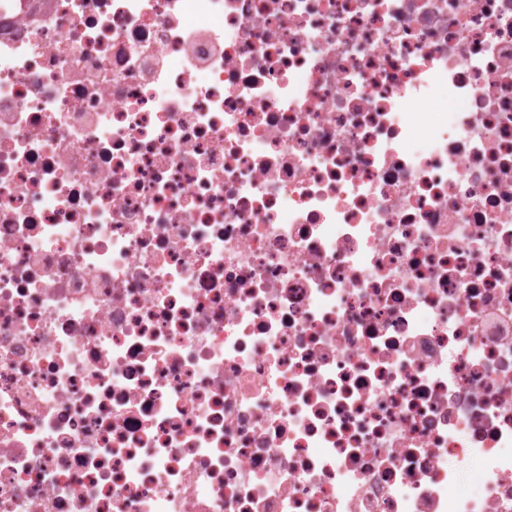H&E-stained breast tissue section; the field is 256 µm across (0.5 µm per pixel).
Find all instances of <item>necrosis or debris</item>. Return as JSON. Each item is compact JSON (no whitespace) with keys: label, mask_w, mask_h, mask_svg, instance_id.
Wrapping results in <instances>:
<instances>
[{"label":"necrosis or debris","mask_w":512,"mask_h":512,"mask_svg":"<svg viewBox=\"0 0 512 512\" xmlns=\"http://www.w3.org/2000/svg\"><path fill=\"white\" fill-rule=\"evenodd\" d=\"M0 512H512V0H0Z\"/></svg>","instance_id":"4bbe7bcc"}]
</instances>
